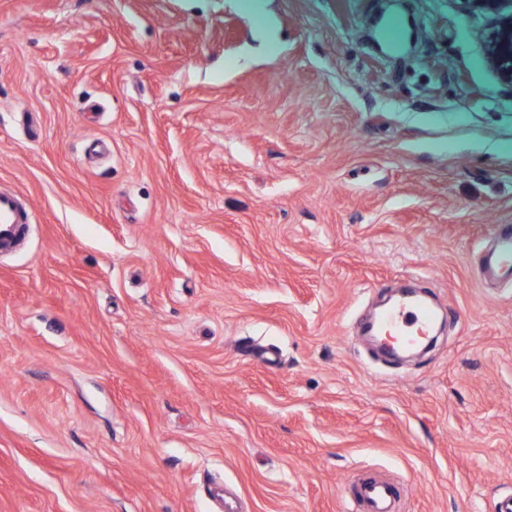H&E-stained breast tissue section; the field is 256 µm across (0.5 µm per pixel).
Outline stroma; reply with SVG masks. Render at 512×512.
<instances>
[{"label":"stroma","mask_w":512,"mask_h":512,"mask_svg":"<svg viewBox=\"0 0 512 512\" xmlns=\"http://www.w3.org/2000/svg\"><path fill=\"white\" fill-rule=\"evenodd\" d=\"M420 26L410 32L408 18ZM464 0H0V512L512 495V91ZM425 287L442 338L356 324ZM30 221V213L13 194L0 192V247L7 249ZM512 269V232L505 230L489 256L482 258L481 272L484 277H494L503 270ZM400 496L399 489L385 481L367 479L356 488V499L361 512H392Z\"/></svg>","instance_id":"obj_1"}]
</instances>
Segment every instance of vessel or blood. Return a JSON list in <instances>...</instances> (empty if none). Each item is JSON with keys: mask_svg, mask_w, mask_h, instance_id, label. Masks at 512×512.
<instances>
[{"mask_svg": "<svg viewBox=\"0 0 512 512\" xmlns=\"http://www.w3.org/2000/svg\"><path fill=\"white\" fill-rule=\"evenodd\" d=\"M30 221V213L12 194L0 192V247L11 245L23 233ZM512 269V232H502L496 249L483 257V276L493 277ZM435 314L429 304L416 296H408L384 310L377 320L368 322L363 332L367 335L392 336L400 344L411 345L430 335ZM400 496L398 488L384 480L367 479L356 488L360 512H393Z\"/></svg>", "mask_w": 512, "mask_h": 512, "instance_id": "b4317fda", "label": "vessel or blood"}]
</instances>
